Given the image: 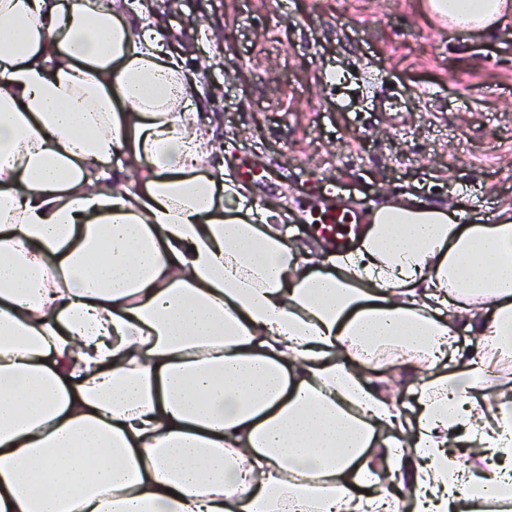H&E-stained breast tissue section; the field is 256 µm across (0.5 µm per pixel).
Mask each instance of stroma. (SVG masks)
Returning a JSON list of instances; mask_svg holds the SVG:
<instances>
[{
	"label": "stroma",
	"instance_id": "obj_1",
	"mask_svg": "<svg viewBox=\"0 0 512 512\" xmlns=\"http://www.w3.org/2000/svg\"><path fill=\"white\" fill-rule=\"evenodd\" d=\"M421 0H181L155 25L204 69L203 119L258 203L293 234L327 198L369 209L408 193L470 223L512 207V21L430 26Z\"/></svg>",
	"mask_w": 512,
	"mask_h": 512
}]
</instances>
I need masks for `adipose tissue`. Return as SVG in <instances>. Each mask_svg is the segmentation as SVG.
<instances>
[{
  "label": "adipose tissue",
  "mask_w": 512,
  "mask_h": 512,
  "mask_svg": "<svg viewBox=\"0 0 512 512\" xmlns=\"http://www.w3.org/2000/svg\"><path fill=\"white\" fill-rule=\"evenodd\" d=\"M153 7L0 0V512H485L512 488V210L404 194L355 251L294 239L214 175Z\"/></svg>",
  "instance_id": "obj_1"
}]
</instances>
